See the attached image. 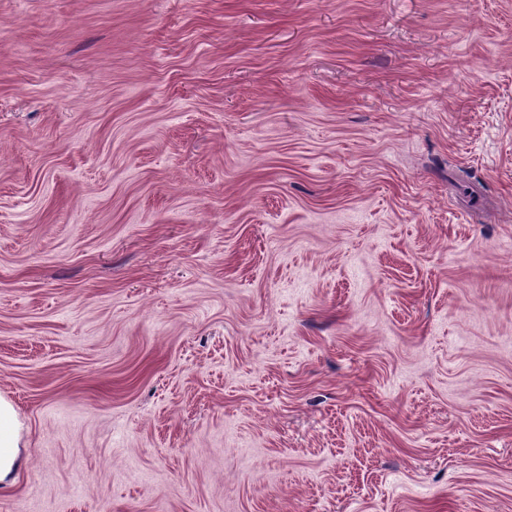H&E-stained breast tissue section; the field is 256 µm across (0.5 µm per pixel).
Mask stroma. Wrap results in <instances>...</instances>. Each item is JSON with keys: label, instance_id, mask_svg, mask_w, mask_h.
<instances>
[{"label": "stroma", "instance_id": "1", "mask_svg": "<svg viewBox=\"0 0 512 512\" xmlns=\"http://www.w3.org/2000/svg\"><path fill=\"white\" fill-rule=\"evenodd\" d=\"M0 512H512V0H0ZM19 459L18 432L12 407L0 401V484L8 483Z\"/></svg>", "mask_w": 512, "mask_h": 512}]
</instances>
